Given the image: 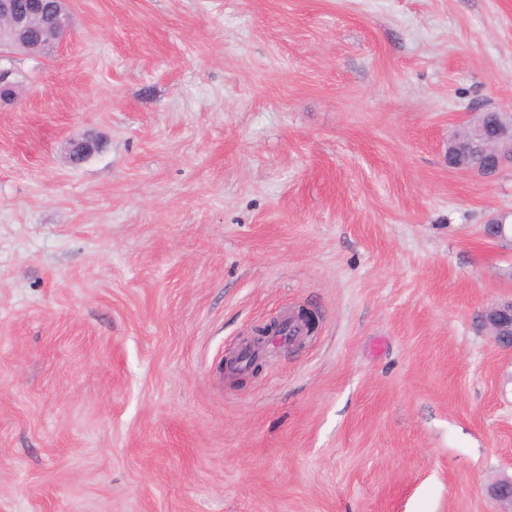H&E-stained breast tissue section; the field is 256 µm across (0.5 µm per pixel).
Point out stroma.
<instances>
[{"label":"stroma","instance_id":"stroma-1","mask_svg":"<svg viewBox=\"0 0 512 512\" xmlns=\"http://www.w3.org/2000/svg\"><path fill=\"white\" fill-rule=\"evenodd\" d=\"M69 9L0 102V512H499L512 168L448 139L512 109V0ZM99 140L92 136L71 140L68 155L73 163H80L99 150ZM482 321L499 346L512 349V296L492 305L482 315Z\"/></svg>","mask_w":512,"mask_h":512}]
</instances>
